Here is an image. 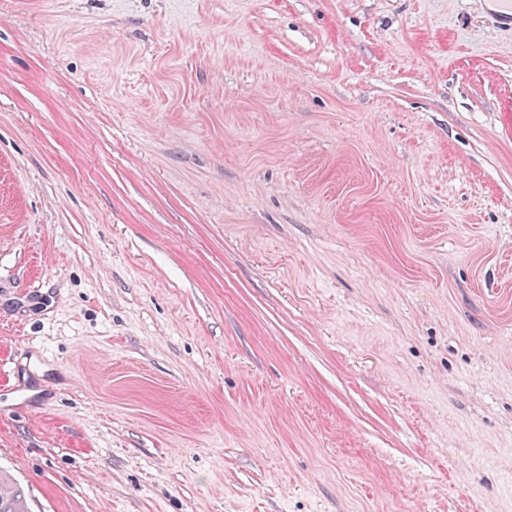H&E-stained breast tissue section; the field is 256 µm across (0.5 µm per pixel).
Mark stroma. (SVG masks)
<instances>
[{
  "label": "stroma",
  "instance_id": "stroma-1",
  "mask_svg": "<svg viewBox=\"0 0 512 512\" xmlns=\"http://www.w3.org/2000/svg\"><path fill=\"white\" fill-rule=\"evenodd\" d=\"M0 469L31 512H512V29L0 0Z\"/></svg>",
  "mask_w": 512,
  "mask_h": 512
}]
</instances>
